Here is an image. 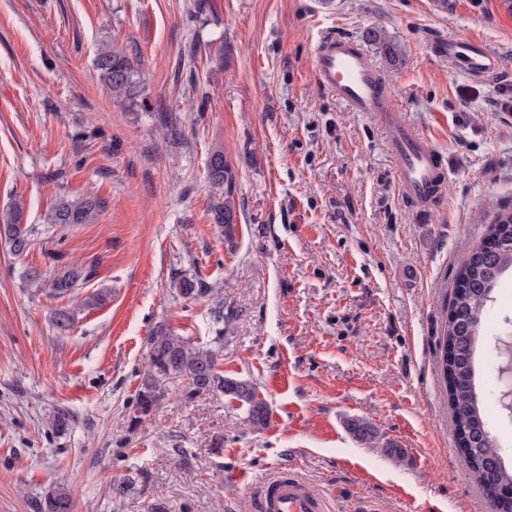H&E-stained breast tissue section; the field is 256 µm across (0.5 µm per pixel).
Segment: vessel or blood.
I'll return each instance as SVG.
<instances>
[{"mask_svg": "<svg viewBox=\"0 0 512 512\" xmlns=\"http://www.w3.org/2000/svg\"><path fill=\"white\" fill-rule=\"evenodd\" d=\"M438 55L476 76H497L504 63L481 42L451 38L439 43ZM313 70L317 82L355 112L382 118L389 130L391 153L402 194L422 210L441 196L444 170L438 154L396 114L384 81L367 55L348 38L329 33L315 48ZM255 512H325L324 498L292 468L279 470L265 481L254 501Z\"/></svg>", "mask_w": 512, "mask_h": 512, "instance_id": "obj_1", "label": "vessel or blood"}]
</instances>
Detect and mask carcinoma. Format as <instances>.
<instances>
[{
  "label": "carcinoma",
  "mask_w": 512,
  "mask_h": 512,
  "mask_svg": "<svg viewBox=\"0 0 512 512\" xmlns=\"http://www.w3.org/2000/svg\"><path fill=\"white\" fill-rule=\"evenodd\" d=\"M366 39L379 46L391 61L398 57L396 46L380 30L367 31ZM99 71L112 95L133 103L142 85L133 61L124 49L103 45L95 57ZM207 175L211 186L224 189V201L212 207L215 223L224 227V238L233 243L236 205L235 173L222 150L210 155ZM104 207L102 199L82 196L61 199L48 218L51 224H91ZM24 207L14 202L0 216V237L11 252L20 257L33 244V227L23 223ZM512 270V210L500 209L494 216L491 232L464 261L459 270L450 300L446 328L442 338L441 369L448 385V396L457 426V447L466 469L475 478L495 512H512V470H508L501 444L491 434L488 414L495 402L493 391L478 393L476 389V353L482 322L490 311L491 293L502 276ZM27 280L43 284L57 297L73 292L78 283L89 280L91 272L72 267L50 280H41L35 270L26 272ZM147 368L136 397V412L149 415L170 389L182 385L190 394L220 393L238 403L247 413L251 425L262 430L270 410L257 395V387L248 380L224 375L219 369L218 353L193 346L187 339L170 330L157 327L147 337ZM349 432L359 441L369 443L379 435L375 428L359 419L347 423ZM42 512H72V496L64 488L49 493Z\"/></svg>",
  "instance_id": "1"
}]
</instances>
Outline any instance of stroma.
Wrapping results in <instances>:
<instances>
[{
	"mask_svg": "<svg viewBox=\"0 0 512 512\" xmlns=\"http://www.w3.org/2000/svg\"><path fill=\"white\" fill-rule=\"evenodd\" d=\"M373 28L397 61L367 41ZM329 31L361 46L443 154L428 212L401 197L385 127L316 82ZM457 36L507 74L449 67L432 44ZM114 41L144 86L131 104L94 66ZM218 149L235 171L231 243L211 212ZM87 193L104 201L94 223L48 226L59 199ZM15 200L35 235L20 257L0 241V512H39L58 487L74 512H254L260 482L288 466L330 512H490L457 455L439 338L458 270L512 206L503 0H0V212ZM67 266L96 274L58 299L24 277ZM185 279L206 294L181 297ZM97 292L107 303L84 307ZM492 296L482 331L512 339L511 274ZM61 308L75 312L66 330ZM160 326L217 346L225 375L256 384L265 429L181 390L137 417ZM352 419L379 442L353 438Z\"/></svg>",
	"mask_w": 512,
	"mask_h": 512,
	"instance_id": "35a3bbf8",
	"label": "stroma"
}]
</instances>
